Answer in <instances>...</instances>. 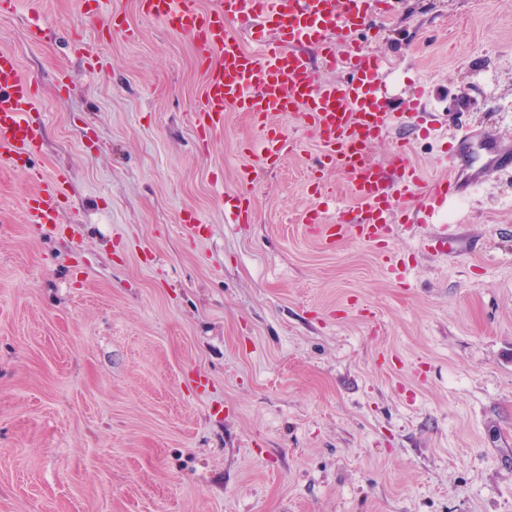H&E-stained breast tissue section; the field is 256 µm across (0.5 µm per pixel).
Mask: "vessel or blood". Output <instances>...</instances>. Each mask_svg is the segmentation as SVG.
I'll return each mask as SVG.
<instances>
[{
	"mask_svg": "<svg viewBox=\"0 0 512 512\" xmlns=\"http://www.w3.org/2000/svg\"><path fill=\"white\" fill-rule=\"evenodd\" d=\"M390 0H211L198 9L194 0H146L153 15L175 31L193 38L199 57L210 62L197 123L205 130L224 126V109L232 106L251 115L260 135L249 151L258 168L244 167L243 182L259 170L275 168L288 144L279 117L298 115L319 143L318 165L343 173L356 200L351 212L327 224L318 209L305 223L316 225L323 242L354 236L384 242L392 233L396 211L411 212L420 223L436 222L449 202L463 197L480 179V168L507 167L508 161L487 136H460L450 153L453 171L424 183L403 153L391 163L373 162L371 144L387 139L401 124L388 108L390 91L381 78L383 62L360 37L373 18L384 16ZM276 37H267L264 23ZM255 35L258 47L247 50L242 34ZM344 71L341 81L322 80L325 70ZM32 81L17 57L0 51V164L16 166L38 148L42 124ZM34 182L23 211L29 224L52 225L67 197L69 179L26 168Z\"/></svg>",
	"mask_w": 512,
	"mask_h": 512,
	"instance_id": "1",
	"label": "vessel or blood"
}]
</instances>
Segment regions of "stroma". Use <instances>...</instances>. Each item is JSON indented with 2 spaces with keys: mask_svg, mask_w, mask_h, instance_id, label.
<instances>
[{
  "mask_svg": "<svg viewBox=\"0 0 512 512\" xmlns=\"http://www.w3.org/2000/svg\"><path fill=\"white\" fill-rule=\"evenodd\" d=\"M367 46L394 111L425 86L436 128L373 161L403 149L440 176L465 129L512 155V0H392ZM0 49L36 80L31 167L69 176L46 229L23 219L33 182L0 167V512H512V167L395 225L394 275L303 223L314 181L324 220L353 201L311 171L298 118L240 184L256 125L228 107L198 128L195 45L139 0L95 22L81 0H18ZM440 232L454 250L432 251Z\"/></svg>",
  "mask_w": 512,
  "mask_h": 512,
  "instance_id": "1",
  "label": "stroma"
}]
</instances>
